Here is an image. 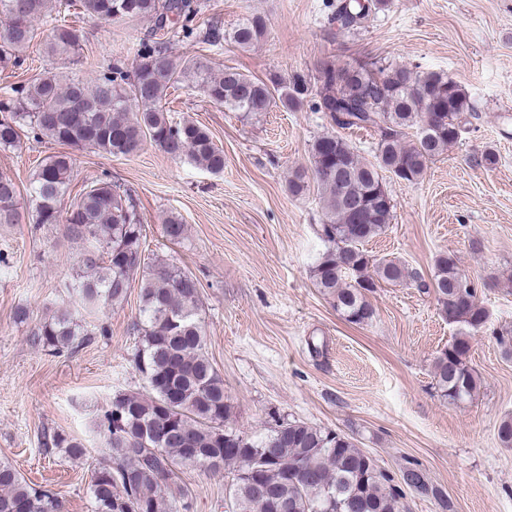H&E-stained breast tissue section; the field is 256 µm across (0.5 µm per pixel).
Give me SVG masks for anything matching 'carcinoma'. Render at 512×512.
<instances>
[{
    "mask_svg": "<svg viewBox=\"0 0 512 512\" xmlns=\"http://www.w3.org/2000/svg\"><path fill=\"white\" fill-rule=\"evenodd\" d=\"M83 14L106 23L145 20L151 24L131 65L117 60L90 81L39 72L0 94V149L15 146L26 133L34 141L93 146L115 157L138 154L149 141L174 160H186L211 174L224 171V150L201 124L175 121L164 109L167 90L185 78L210 103L246 118L276 105L298 110L310 101L336 130L317 137L310 167L288 174V192L317 190L323 218L317 235L324 250L311 274L319 290L347 322L370 323L375 308L368 295L381 284L397 285L411 276L400 261L376 258L364 246L393 219L387 181L415 184L428 164L460 138L472 105L448 76L407 64L363 62L344 70L329 61L307 78L276 75L251 78L233 68L214 69L209 57L175 56L165 37L169 24L183 19L182 32L210 46L229 37L238 48H254L265 21L254 15L228 34L192 27L200 5L194 0H79ZM387 0H338L332 20L361 29ZM53 0H0V64L22 67L26 49L40 40L41 23L53 21L44 46L51 54L78 56L81 31L53 17ZM427 113L437 124L422 126ZM377 133L373 159L362 157L338 130ZM68 152L46 156L35 171L26 200L12 177L0 174V224H16L27 212L34 227L61 224L64 235L82 246L78 269L65 284L89 313L127 299L140 283L138 341L131 354L144 380L138 392H119L94 422L110 458L95 471L92 512H191L192 492L179 483L177 467L210 472L232 469L229 512H408L407 492L436 496L437 489L416 467L399 474L380 468L350 438L300 420L276 419L263 436L231 423L232 406L224 380L211 361L203 328L197 278L173 261L145 262V224L135 191L98 179L62 212L76 179ZM188 227L172 215L163 235L173 243ZM453 254L434 260L429 287L441 314L458 332L433 359L440 395L465 401L479 387L468 364L470 341L486 326L488 312ZM104 326L79 321L62 310L31 332L35 347L53 354L76 353ZM46 448L71 459L86 455L76 439L54 435ZM0 512H60L48 489L26 481L0 461Z\"/></svg>",
    "mask_w": 512,
    "mask_h": 512,
    "instance_id": "carcinoma-1",
    "label": "carcinoma"
}]
</instances>
